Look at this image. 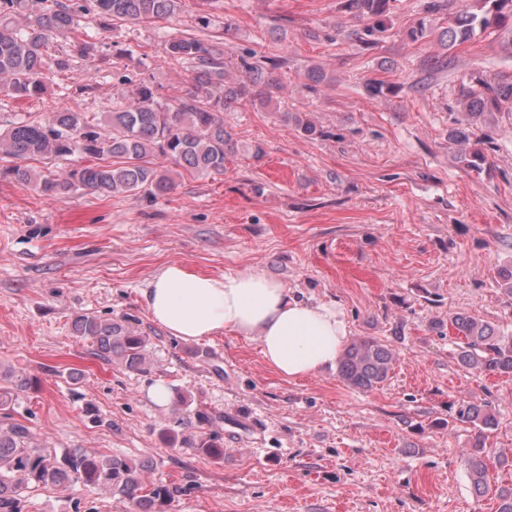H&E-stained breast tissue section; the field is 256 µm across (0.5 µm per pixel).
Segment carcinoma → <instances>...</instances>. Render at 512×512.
I'll use <instances>...</instances> for the list:
<instances>
[{"label": "carcinoma", "instance_id": "cac0c4a2", "mask_svg": "<svg viewBox=\"0 0 512 512\" xmlns=\"http://www.w3.org/2000/svg\"><path fill=\"white\" fill-rule=\"evenodd\" d=\"M349 9L370 20L358 35L362 42L386 31L389 0H346ZM182 0H0V93L16 99L40 97L46 89L47 74L66 72L76 58L96 59L97 50L88 41L82 18L96 16L104 29L125 21L150 22L181 9ZM447 26L438 39L456 43L468 41L480 29L506 30L512 34V0H475V5L448 14ZM69 41L65 50L50 52L54 39ZM176 61L187 64L194 74L197 90L171 104L157 97L149 78L133 87H117L109 112H73L60 108L46 119L27 113L0 128V156L16 160H66L79 157L83 165L60 173L37 174L16 164L6 169L15 180L31 184L42 195L56 197L80 189L108 199L143 192L150 196L175 186L181 171L191 174L222 175L229 157L236 153L224 128V112L242 101L267 106L285 93L276 73L279 63L249 62L241 59L243 75L232 80L226 70V48L220 38L200 39L190 33L168 43ZM475 87L467 91V103L455 137L470 140L468 128L487 113L504 109L512 112V76L491 83L474 77ZM455 332L457 357L470 372L512 377V335L495 333L482 321L456 314L448 319ZM76 335L89 339L95 355L116 361L130 370L145 363L148 337L135 331L126 320H100L80 315L74 320ZM392 348L373 338L352 341L338 361L343 381L350 387L370 391L385 383L393 370ZM32 384L17 372L0 373V405L14 390ZM174 427L164 431L175 441L177 428L196 420L198 434L182 438L197 452L224 458V438L205 430L209 415L173 409ZM454 418L472 425L473 444L464 466L476 493L488 492L486 440L498 429L492 409L468 400L459 401ZM147 467L126 457L96 455L72 449L57 455L54 449L33 444L27 426L20 422L0 426V512H16L18 496L30 485L55 484L87 486L107 490L128 501L133 512H163L172 498L170 487L146 477Z\"/></svg>", "mask_w": 512, "mask_h": 512}]
</instances>
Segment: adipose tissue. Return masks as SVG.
I'll return each mask as SVG.
<instances>
[{
    "label": "adipose tissue",
    "instance_id": "adipose-tissue-1",
    "mask_svg": "<svg viewBox=\"0 0 512 512\" xmlns=\"http://www.w3.org/2000/svg\"><path fill=\"white\" fill-rule=\"evenodd\" d=\"M142 295L153 322L170 336L201 340L230 331L257 339L264 360L288 380L334 364L349 339L340 306L296 299L259 271L208 275L170 263Z\"/></svg>",
    "mask_w": 512,
    "mask_h": 512
}]
</instances>
